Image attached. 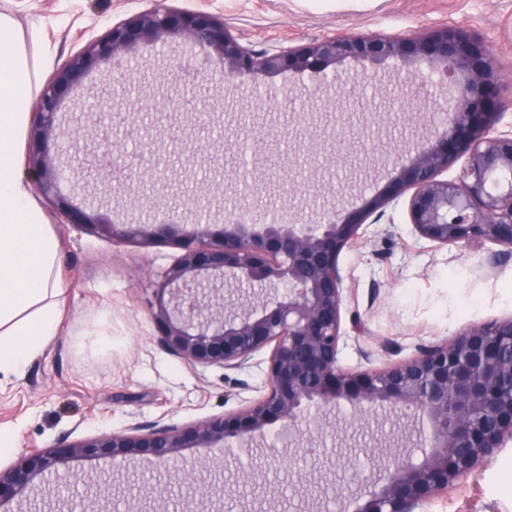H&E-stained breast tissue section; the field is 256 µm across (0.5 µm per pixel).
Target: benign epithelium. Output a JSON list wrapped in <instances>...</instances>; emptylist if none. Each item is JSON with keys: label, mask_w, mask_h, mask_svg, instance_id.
Wrapping results in <instances>:
<instances>
[{"label": "benign epithelium", "mask_w": 512, "mask_h": 512, "mask_svg": "<svg viewBox=\"0 0 512 512\" xmlns=\"http://www.w3.org/2000/svg\"><path fill=\"white\" fill-rule=\"evenodd\" d=\"M182 38L211 60L215 69L240 83L258 74L320 72L354 60L373 77L374 67L391 62L408 80L440 65L460 79L450 102L433 110L448 121L419 143L386 155L390 179L355 211L346 200L323 205L321 223L259 224L253 209L239 204L228 212L224 231L186 224L179 209L162 197L139 192L133 180L112 183L126 165L108 163L97 182L106 203L127 219L103 218L102 207L78 209L58 193L63 168L50 141L70 137L61 122L63 100L100 72L109 83L124 76V56L159 42ZM501 69L496 54L478 35L463 28H433L411 34L356 32L312 39L299 45L254 49L241 43L224 22L197 11L158 3L123 23L73 56L44 88L31 131L28 171L37 190L52 195L67 223L89 228L114 242L173 243L183 249L156 286L150 303L160 341L193 366L241 372L268 351L267 377L258 396L244 400L231 417L217 416L191 426L130 423L97 437L32 451L0 469V512H13L17 497H44L42 477L58 471L66 458L107 459L159 467L187 448H248L273 420L300 439L311 411L348 402L361 412H413L431 426L429 452L416 462L396 455L368 480L365 501L355 512H421L431 498L493 461L512 441V317L474 325L451 341L420 345L406 361L364 373L339 363L344 303L339 256L359 238L361 226L379 224L387 209L411 192L408 209L415 232L440 246H483L512 252V130L498 131L512 102L500 97ZM469 154L457 181L440 178L459 153ZM151 223L141 222L144 208ZM272 292L246 306L224 303V285Z\"/></svg>", "instance_id": "7a95c632"}]
</instances>
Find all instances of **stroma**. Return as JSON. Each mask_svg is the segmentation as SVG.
<instances>
[{
  "mask_svg": "<svg viewBox=\"0 0 512 512\" xmlns=\"http://www.w3.org/2000/svg\"><path fill=\"white\" fill-rule=\"evenodd\" d=\"M155 0H0L23 31L39 39L29 50L38 62L39 83L47 85L71 56L104 35L112 26L154 6ZM173 10L204 11L222 20L246 45L262 48L297 45L316 37L352 32L411 33L436 26L460 27L480 34L501 64L503 95H512V0H164ZM197 50L169 42L124 57L125 80L103 84L92 73L62 106L79 137L64 147H79L73 173L64 174L59 192L76 206L91 197L72 191L73 179L94 184L100 143L84 122L100 103L129 100L135 110L124 125L122 141L132 177L177 204L209 195L210 201L188 216V223L224 228L222 214L240 198L265 217L297 197L308 201L307 224L318 223L321 204L340 191L351 193L350 208L381 189L373 167L402 136L421 139L440 126L433 111L448 82L438 71L426 82L395 84L392 65L385 78L372 83L354 62L329 66L311 75H260L239 84L211 72ZM347 82L339 105L305 100L300 86L335 93L337 79ZM186 103L216 104L217 125L198 134L189 110L169 118L164 99L172 87ZM288 89L287 105L260 106L264 92ZM417 93L421 111L388 117L394 94ZM263 134L265 145L246 144L250 132ZM169 156L167 171L139 162L146 145ZM350 153L349 164L316 166L295 178L292 165L312 152ZM225 153L222 168L207 158ZM36 202L53 224L64 247L66 292L61 330L18 379L0 384V432L9 433L13 449L0 455L9 467L31 450L95 437L131 422L189 426L212 416L232 415L253 397L265 379L266 353L253 368L225 376L222 368L192 366L160 344V331L149 306L153 287L180 256L172 245L114 242L63 223L50 200ZM389 223L368 226L366 238L345 248L339 265L345 274L342 327L347 343L342 364L354 371H372L411 358L417 345L453 338L473 324L512 316V257L490 276L482 269L487 248L436 246L416 240L406 200L389 210ZM112 334V345L95 344L93 330ZM389 351H381L380 342ZM429 434L418 417L368 416L348 403L320 414L305 430L303 450H296L269 426L263 448H189L167 467L170 479L210 461H229L245 472L259 470L266 451L279 449L283 498L295 502L299 477L314 480L317 470L350 463L370 473L375 450L385 442L409 439L414 457H421ZM423 512H512V442L491 463L478 467L448 494L430 500Z\"/></svg>",
  "mask_w": 512,
  "mask_h": 512,
  "instance_id": "obj_1",
  "label": "stroma"
}]
</instances>
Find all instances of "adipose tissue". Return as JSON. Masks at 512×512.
<instances>
[{
	"label": "adipose tissue",
	"instance_id": "ef3b65f1",
	"mask_svg": "<svg viewBox=\"0 0 512 512\" xmlns=\"http://www.w3.org/2000/svg\"><path fill=\"white\" fill-rule=\"evenodd\" d=\"M37 90L25 38L0 13V378L20 377L57 336L63 253L35 202L21 151Z\"/></svg>",
	"mask_w": 512,
	"mask_h": 512
}]
</instances>
